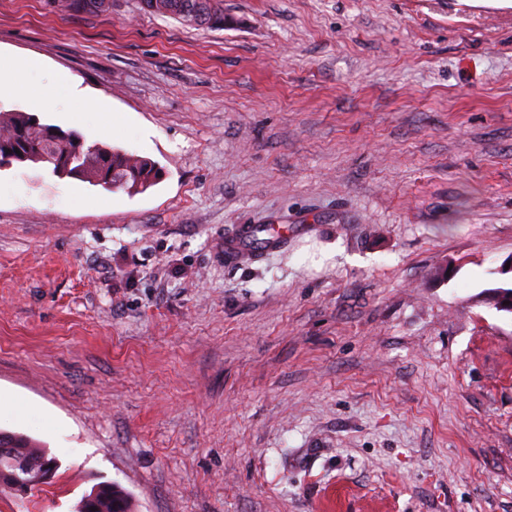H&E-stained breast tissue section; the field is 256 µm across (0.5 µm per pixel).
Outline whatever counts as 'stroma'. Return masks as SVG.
Segmentation results:
<instances>
[{
  "mask_svg": "<svg viewBox=\"0 0 512 512\" xmlns=\"http://www.w3.org/2000/svg\"><path fill=\"white\" fill-rule=\"evenodd\" d=\"M195 28L0 0L40 122L146 192L0 169V429L59 469L0 512H512V7L223 0ZM249 224L287 244L229 262ZM454 274L438 278L439 269ZM61 92H65L70 99L82 102L89 112H96L104 117H107L112 113V108L107 101L100 99L91 100L86 98L83 91L78 89L70 77L63 72L56 73L53 76L51 85L44 90L30 88L28 90L29 101L33 109H42L46 96ZM91 507L95 511H91ZM127 509L126 496L111 484H105L85 495L77 505L76 512H126Z\"/></svg>",
  "mask_w": 512,
  "mask_h": 512,
  "instance_id": "obj_1",
  "label": "stroma"
}]
</instances>
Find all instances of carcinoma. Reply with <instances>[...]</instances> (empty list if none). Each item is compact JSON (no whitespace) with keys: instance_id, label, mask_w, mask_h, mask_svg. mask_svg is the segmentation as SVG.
<instances>
[{"instance_id":"obj_1","label":"carcinoma","mask_w":512,"mask_h":512,"mask_svg":"<svg viewBox=\"0 0 512 512\" xmlns=\"http://www.w3.org/2000/svg\"><path fill=\"white\" fill-rule=\"evenodd\" d=\"M140 4L144 11L156 16L160 7L168 5V16L174 19L194 13L198 27L224 26L222 0H140ZM24 162L36 163L60 178L74 176L108 191L121 189L129 193L135 187L146 191L161 175L157 163L149 158L108 144L87 145L76 132L43 124L33 114L0 110V169ZM2 444L10 448V453L0 458V469L8 473L5 478L0 476V488L15 492L20 486L25 489L23 497L27 498L42 486L39 474L51 457L37 443L15 432L1 430ZM127 509L126 496L105 484L84 496L76 512H127Z\"/></svg>"}]
</instances>
